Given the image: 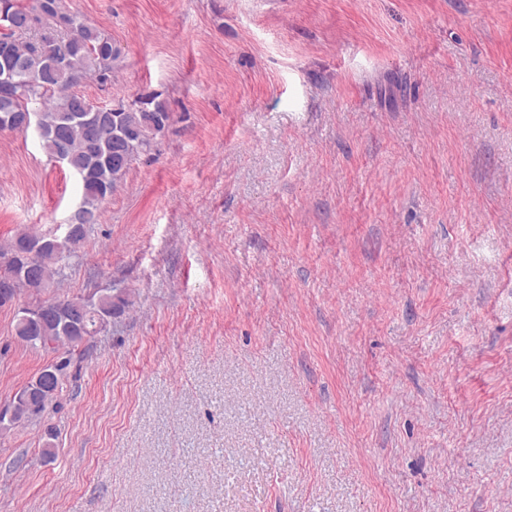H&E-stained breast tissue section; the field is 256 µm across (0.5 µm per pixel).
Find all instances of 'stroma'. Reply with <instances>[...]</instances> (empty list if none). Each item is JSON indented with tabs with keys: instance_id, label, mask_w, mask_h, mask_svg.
<instances>
[{
	"instance_id": "obj_1",
	"label": "stroma",
	"mask_w": 512,
	"mask_h": 512,
	"mask_svg": "<svg viewBox=\"0 0 512 512\" xmlns=\"http://www.w3.org/2000/svg\"><path fill=\"white\" fill-rule=\"evenodd\" d=\"M67 4L119 53L81 92L173 121L44 291L130 305L0 512H512V0ZM80 201L0 131V246ZM16 311L0 409L55 359Z\"/></svg>"
}]
</instances>
